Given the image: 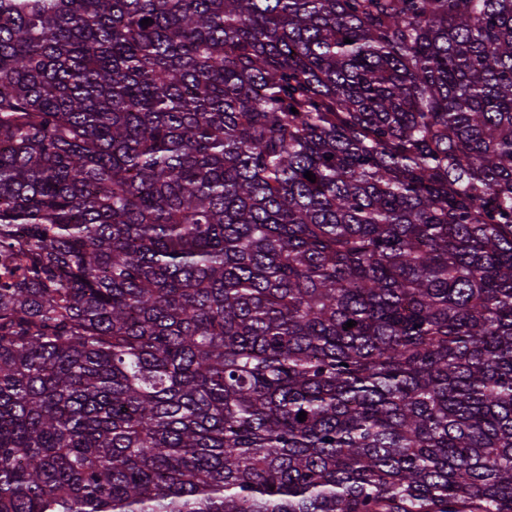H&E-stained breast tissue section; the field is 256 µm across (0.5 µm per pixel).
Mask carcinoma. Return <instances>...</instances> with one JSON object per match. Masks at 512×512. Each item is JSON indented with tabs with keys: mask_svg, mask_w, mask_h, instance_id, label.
Segmentation results:
<instances>
[{
	"mask_svg": "<svg viewBox=\"0 0 512 512\" xmlns=\"http://www.w3.org/2000/svg\"><path fill=\"white\" fill-rule=\"evenodd\" d=\"M16 246L0 512H512V0H0Z\"/></svg>",
	"mask_w": 512,
	"mask_h": 512,
	"instance_id": "cac0c4a2",
	"label": "carcinoma"
}]
</instances>
